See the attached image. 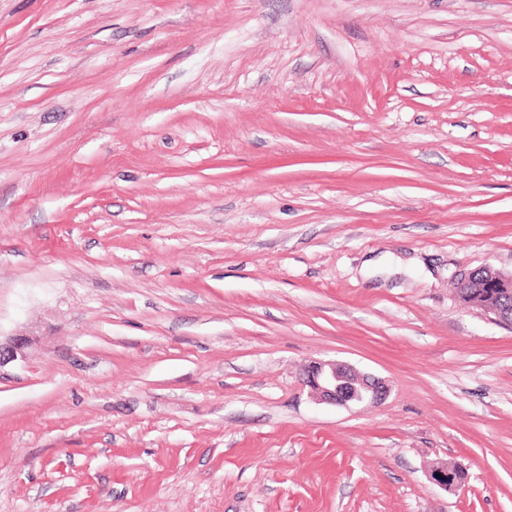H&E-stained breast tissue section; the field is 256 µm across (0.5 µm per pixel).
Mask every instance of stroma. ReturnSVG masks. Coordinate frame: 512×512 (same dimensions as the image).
Instances as JSON below:
<instances>
[{"label":"stroma","instance_id":"obj_1","mask_svg":"<svg viewBox=\"0 0 512 512\" xmlns=\"http://www.w3.org/2000/svg\"><path fill=\"white\" fill-rule=\"evenodd\" d=\"M480 266L512 0H0V512H512ZM34 334H22L2 339L0 336V368L23 358L25 349L31 344ZM307 382L316 399L347 405L364 401H381L387 393L385 381L359 373L347 364L314 362L306 368ZM430 478L433 483L448 491L465 484L467 473L461 467L445 464L434 468Z\"/></svg>","mask_w":512,"mask_h":512}]
</instances>
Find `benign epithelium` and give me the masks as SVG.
<instances>
[{
    "instance_id": "benign-epithelium-1",
    "label": "benign epithelium",
    "mask_w": 512,
    "mask_h": 512,
    "mask_svg": "<svg viewBox=\"0 0 512 512\" xmlns=\"http://www.w3.org/2000/svg\"><path fill=\"white\" fill-rule=\"evenodd\" d=\"M480 279L488 289H479L478 297L483 299V309L494 315L503 324L512 326V290L505 289L504 297H499L494 284L511 283L512 274H504L490 267H479L468 273L458 288L470 287L475 279ZM32 335L22 334L0 338V368L24 356L31 344ZM307 382L316 399L335 404L347 405L364 401L378 402L387 393L385 381L359 373L353 367L336 362H315L306 368ZM467 473L455 465H441L431 471L430 479L440 488L454 490L466 482Z\"/></svg>"
}]
</instances>
